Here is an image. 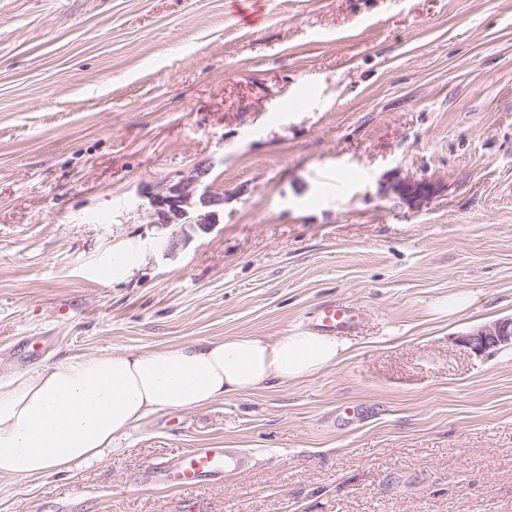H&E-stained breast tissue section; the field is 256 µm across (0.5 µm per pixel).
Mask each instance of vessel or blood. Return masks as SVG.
Masks as SVG:
<instances>
[{"label":"vessel or blood","instance_id":"b4317fda","mask_svg":"<svg viewBox=\"0 0 512 512\" xmlns=\"http://www.w3.org/2000/svg\"><path fill=\"white\" fill-rule=\"evenodd\" d=\"M365 317L363 309L340 302L315 308L307 320L309 331L318 334H348L355 331ZM250 460L240 448L212 445L188 448L160 462L151 464L145 479L163 488H190L201 481H221L243 470Z\"/></svg>","mask_w":512,"mask_h":512}]
</instances>
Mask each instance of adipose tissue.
<instances>
[{
    "mask_svg": "<svg viewBox=\"0 0 512 512\" xmlns=\"http://www.w3.org/2000/svg\"><path fill=\"white\" fill-rule=\"evenodd\" d=\"M345 350L307 330L227 336L75 357L0 380V478L93 465L151 416L312 377Z\"/></svg>",
    "mask_w": 512,
    "mask_h": 512,
    "instance_id": "obj_1",
    "label": "adipose tissue"
}]
</instances>
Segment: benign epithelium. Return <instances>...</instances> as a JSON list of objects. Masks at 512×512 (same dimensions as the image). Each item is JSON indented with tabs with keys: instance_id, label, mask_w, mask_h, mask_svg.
Wrapping results in <instances>:
<instances>
[{
	"instance_id": "obj_1",
	"label": "benign epithelium",
	"mask_w": 512,
	"mask_h": 512,
	"mask_svg": "<svg viewBox=\"0 0 512 512\" xmlns=\"http://www.w3.org/2000/svg\"><path fill=\"white\" fill-rule=\"evenodd\" d=\"M207 173L208 170L195 167L181 172L175 182L161 181L144 191L150 223L163 228L179 224L185 240L191 231L213 229L219 223L213 207L221 204L223 199L215 196L205 183ZM181 240H169V248H177ZM463 342L477 353L512 346V317L473 330Z\"/></svg>"
}]
</instances>
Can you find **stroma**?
I'll return each instance as SVG.
<instances>
[{
	"mask_svg": "<svg viewBox=\"0 0 512 512\" xmlns=\"http://www.w3.org/2000/svg\"><path fill=\"white\" fill-rule=\"evenodd\" d=\"M198 164L224 211L170 253L141 194ZM327 300L365 311L335 365L0 479V512H512V348L458 341L512 316V0H0L1 379ZM214 442L247 470L146 483Z\"/></svg>",
	"mask_w": 512,
	"mask_h": 512,
	"instance_id": "1",
	"label": "stroma"
}]
</instances>
